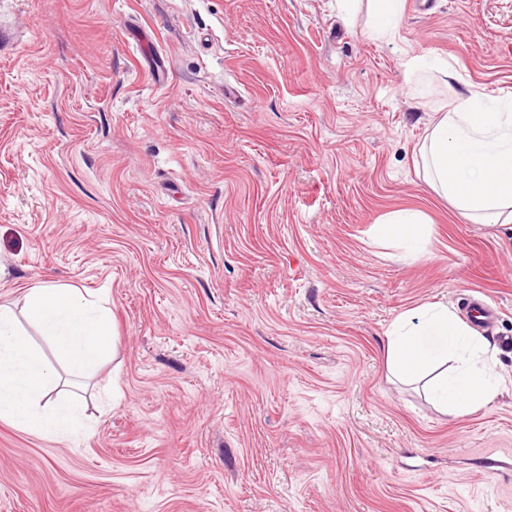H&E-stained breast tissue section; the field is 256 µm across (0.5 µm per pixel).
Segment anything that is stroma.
<instances>
[{
	"instance_id": "obj_1",
	"label": "stroma",
	"mask_w": 512,
	"mask_h": 512,
	"mask_svg": "<svg viewBox=\"0 0 512 512\" xmlns=\"http://www.w3.org/2000/svg\"><path fill=\"white\" fill-rule=\"evenodd\" d=\"M0 21V303L64 282L118 338L69 380L86 435L0 420V512H512V238L419 175L437 101H512V0H405L385 38L336 0ZM406 208L431 226L414 261L371 232ZM474 294L502 391L456 418L390 377L386 331Z\"/></svg>"
}]
</instances>
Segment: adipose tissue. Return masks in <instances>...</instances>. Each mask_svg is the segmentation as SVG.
I'll use <instances>...</instances> for the list:
<instances>
[{
	"label": "adipose tissue",
	"mask_w": 512,
	"mask_h": 512,
	"mask_svg": "<svg viewBox=\"0 0 512 512\" xmlns=\"http://www.w3.org/2000/svg\"><path fill=\"white\" fill-rule=\"evenodd\" d=\"M436 109L437 121L420 148L424 181L469 221L489 228L511 224L512 113L474 93L454 95ZM374 231L412 259L424 253L429 236L416 210L388 213ZM385 352L391 375L422 385L441 413L475 414L499 392L489 342L444 303L398 315L387 330Z\"/></svg>",
	"instance_id": "ef3b65f1"
}]
</instances>
